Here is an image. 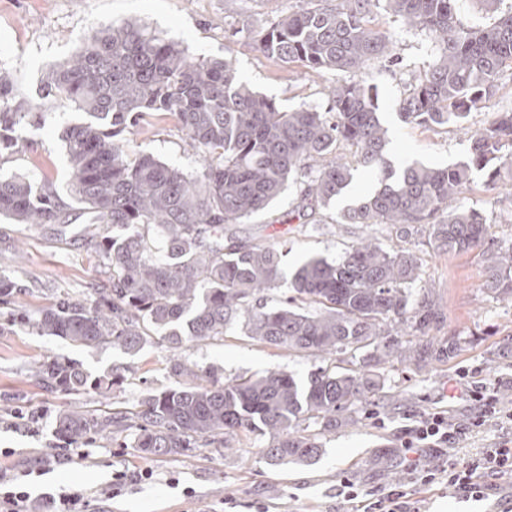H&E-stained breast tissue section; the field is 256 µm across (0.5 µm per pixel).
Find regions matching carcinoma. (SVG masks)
Instances as JSON below:
<instances>
[{
	"mask_svg": "<svg viewBox=\"0 0 512 512\" xmlns=\"http://www.w3.org/2000/svg\"><path fill=\"white\" fill-rule=\"evenodd\" d=\"M483 2L492 22L478 26L460 21L458 0H315L263 27L253 40L258 52L336 73L323 110L284 111L247 87L231 60L197 59L135 21L88 36L41 78L45 96L85 115L63 131L67 198L27 176L0 175V217L62 237L69 225H82L81 240L101 258L107 280L84 299L60 297L36 317L19 313L13 325L75 347L136 353L156 338L175 348L217 340L242 321L252 338L290 351L368 350L380 362L411 336L422 346L418 355L451 358L457 343L434 350L429 340L442 311L429 294L410 291L421 276L416 254L366 240L332 262L311 257L289 282L290 295L267 307L257 295L281 282L279 253L234 228L267 209L289 182L300 185L298 212L314 215L342 198L362 169L377 188L340 210L336 223L388 224L402 238L425 229L435 250L479 249L486 287L512 299V241L491 239L488 218L459 198L473 172L494 181L512 169V110L492 113L473 132L467 161L397 169L386 156L374 87L354 79L390 53L389 38L374 29L382 9L433 44V63L399 101L402 117L425 126L463 122L496 95L500 72L512 65V8L500 15L503 0ZM153 114L172 116L191 140L200 158L195 174L149 153L131 155L133 128ZM27 117H38L37 107L15 102L12 77L0 70V153L19 147L15 131ZM23 292L0 273V305ZM170 372L175 387L125 410L67 409L56 419L59 435L77 444L127 432L122 447L174 456L203 438L222 444L239 431L258 432L271 438L268 460L304 462L321 448L301 423L325 432L336 414L373 406L383 390L379 380L348 369L319 367L304 380L271 370L227 382L215 369L179 362ZM36 375L48 389L78 392L89 383L79 364L59 358L38 363Z\"/></svg>",
	"mask_w": 512,
	"mask_h": 512,
	"instance_id": "cac0c4a2",
	"label": "carcinoma"
}]
</instances>
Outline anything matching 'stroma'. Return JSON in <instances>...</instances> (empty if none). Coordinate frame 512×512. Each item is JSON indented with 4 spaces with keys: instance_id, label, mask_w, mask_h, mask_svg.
Instances as JSON below:
<instances>
[{
    "instance_id": "stroma-1",
    "label": "stroma",
    "mask_w": 512,
    "mask_h": 512,
    "mask_svg": "<svg viewBox=\"0 0 512 512\" xmlns=\"http://www.w3.org/2000/svg\"><path fill=\"white\" fill-rule=\"evenodd\" d=\"M304 0H0V69L14 78L20 100L41 108L44 122L22 127L29 145L21 152L0 155V174L24 173L65 192L69 163L62 140L66 125L82 113L44 97L40 78L51 65L71 59L95 29L137 20L187 46L197 58L233 60L241 80L285 110L326 107L334 77L297 65L276 62L252 46V36L281 15L298 10ZM375 27L392 39L399 64L384 60L368 67L377 88L381 120L388 130V157L394 165L413 161L448 166L467 159L473 131L491 113L512 110V69L500 74L499 92L489 103L472 109L466 121L420 126L405 121L398 100L434 60L433 47L421 32L399 19L377 12ZM132 152L153 154L161 161L195 172L198 158L187 136L168 116L146 119L134 130ZM512 176L489 182L486 172H473L463 188L465 206L493 218L506 204L501 197ZM299 188L286 186L264 212L239 225L240 236L267 242L280 253L286 279L309 257L333 261L349 246L373 235L387 248H401L394 231L383 225L336 224L335 208L320 210L324 224L305 228L296 209ZM78 225L67 242L51 231L0 217V269L21 280L26 292L15 308L0 309V468L26 474L32 494L82 492V512H350L342 482L352 479L365 490L402 488L419 512H483L481 502L449 497L445 486L421 487L404 461V426L443 411L451 423L467 426L473 403L450 397L448 382L468 371L473 383H500L504 411L512 410V302L499 301L486 289V264L480 250L435 252L425 236L410 243L422 263L419 289L430 292L444 313L432 331L438 341L459 343L446 362L420 366L390 359L383 363L357 353L347 367L384 379L398 396L367 415L341 414L336 428L320 437L323 452L311 462L277 464L263 450L268 437L241 433L223 446L208 440L175 457L155 456L121 448L112 440L73 444L58 437L57 415L74 405L109 411L132 407L145 394L175 383L169 365L178 356L201 369L217 368L223 380L239 375L283 369L306 378L316 367L334 361L304 352H288L248 336L241 323L224 330L223 339L172 348L162 340L128 354L118 349H81L52 336L18 330L12 310L28 313L49 306L54 296L85 297L103 280L98 258L83 246ZM263 293L261 300L279 303L287 286ZM73 360L90 378H108L121 371L122 386L99 395L90 391L50 392L32 373L46 358ZM69 459L51 472L35 475L36 460L52 450ZM128 480L119 497L106 499L102 490L115 473Z\"/></svg>"
}]
</instances>
